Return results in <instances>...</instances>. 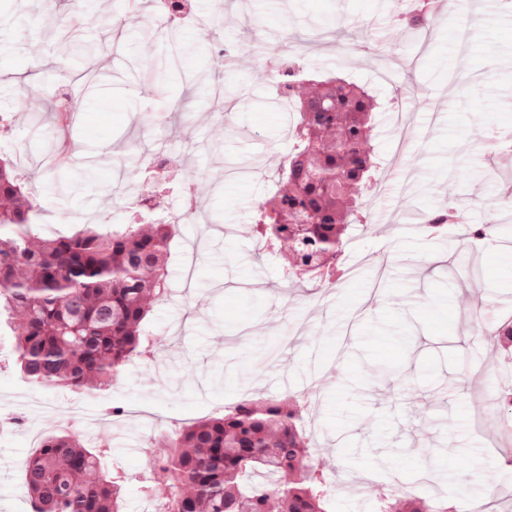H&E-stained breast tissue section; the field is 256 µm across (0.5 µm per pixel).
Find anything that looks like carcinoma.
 <instances>
[{
    "instance_id": "cac0c4a2",
    "label": "carcinoma",
    "mask_w": 512,
    "mask_h": 512,
    "mask_svg": "<svg viewBox=\"0 0 512 512\" xmlns=\"http://www.w3.org/2000/svg\"><path fill=\"white\" fill-rule=\"evenodd\" d=\"M272 78L293 102L279 189L258 207L255 229L288 246L287 271L336 273L358 201L376 170L370 151L374 95L341 78H313L300 58H282ZM104 231L39 236V210L13 162L0 166V315L19 319L15 365L34 385L95 392L146 352L151 303L168 292L173 224L138 218ZM454 220L431 212L427 229ZM164 491L155 512H329L331 496L312 461L300 406L242 398L219 416L164 435L153 449ZM124 476L105 473L101 449L78 434L49 436L30 459L24 486L33 512H123ZM378 512H457L446 502L392 493Z\"/></svg>"
}]
</instances>
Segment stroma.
Wrapping results in <instances>:
<instances>
[{"mask_svg": "<svg viewBox=\"0 0 512 512\" xmlns=\"http://www.w3.org/2000/svg\"><path fill=\"white\" fill-rule=\"evenodd\" d=\"M212 25L181 27V66L195 82L154 79L169 52L154 0H0V155L32 178L42 236L79 224H122L155 194L146 160L167 151L188 178L198 214L177 225L170 290L151 306L153 357L127 366L105 392L32 387L12 367L14 336L0 327V512H31L24 480L31 430L48 435L59 410L94 427L105 469L126 476L124 512H152L142 492L152 442L223 412L240 397L306 401L303 422L335 512H375L376 493L412 488L469 512H512V440L497 407L480 413L475 385L512 372L494 342L512 301V223L471 245L463 226L432 236L412 221L456 202L465 224L489 222L512 194V0L496 11L459 0L427 45L403 29L397 0H195ZM92 41L100 73L62 42ZM236 52L220 57L225 43ZM299 50L311 73L368 86L381 107L372 145L388 188L364 193L373 222L352 232L342 259L354 279L322 286L284 279L285 245L263 246L254 216L270 199L291 134V112L269 76ZM69 93L79 113L24 108ZM414 122L394 153L390 105ZM267 167L246 173L252 156ZM92 181H85V170ZM391 216L388 224L377 215ZM389 364L383 378L377 365ZM121 406L125 416L110 415Z\"/></svg>", "mask_w": 512, "mask_h": 512, "instance_id": "1", "label": "stroma"}]
</instances>
